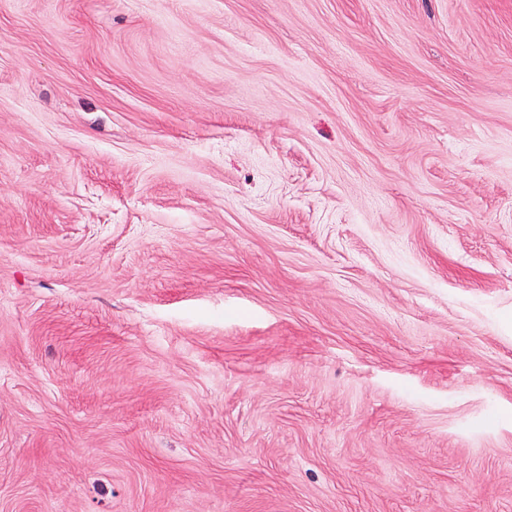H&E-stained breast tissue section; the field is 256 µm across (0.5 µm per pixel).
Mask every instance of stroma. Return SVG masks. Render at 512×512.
Wrapping results in <instances>:
<instances>
[{
    "mask_svg": "<svg viewBox=\"0 0 512 512\" xmlns=\"http://www.w3.org/2000/svg\"><path fill=\"white\" fill-rule=\"evenodd\" d=\"M0 512H512V0H0Z\"/></svg>",
    "mask_w": 512,
    "mask_h": 512,
    "instance_id": "stroma-1",
    "label": "stroma"
}]
</instances>
